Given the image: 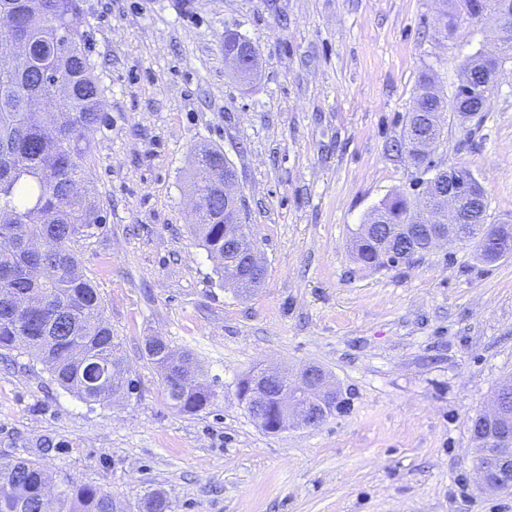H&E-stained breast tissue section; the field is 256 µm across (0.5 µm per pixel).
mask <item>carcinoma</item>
I'll return each mask as SVG.
<instances>
[{
  "instance_id": "obj_1",
  "label": "carcinoma",
  "mask_w": 512,
  "mask_h": 512,
  "mask_svg": "<svg viewBox=\"0 0 512 512\" xmlns=\"http://www.w3.org/2000/svg\"><path fill=\"white\" fill-rule=\"evenodd\" d=\"M443 30L455 26L459 12L470 18L493 19L512 0H442ZM81 0H0V42L21 33L36 45L29 71L20 77L0 51V350L21 351L42 364L51 380L91 405H108L116 391L130 390L120 345L103 316L97 288L83 272L71 243L90 237L101 217L86 196L72 198L67 189L87 177L90 130L101 122L104 90L95 75L81 32ZM512 60V37L491 62L476 53L463 65L464 78L451 99L434 78L421 76L417 95L405 117L398 150L418 169L433 172L422 181L416 199L395 193L367 215L370 231L353 239L357 259L369 268H387L396 259L383 247L407 250L405 258L425 248V217L440 196L453 189L458 200L478 186L468 169H439L417 140L435 148L443 127L430 122L434 112L473 116L488 111L489 98L472 92L473 84L495 82V70ZM70 82L73 95L52 101L42 85L54 78ZM488 201L458 210L464 232L448 243H473L483 260L494 262L512 253V226L485 227ZM215 223L193 224L191 230L210 257L224 254L221 212L209 215ZM32 304L17 313L16 299ZM161 371L171 406L183 414L206 410L218 394L195 355L171 347L145 351ZM54 489L53 512H112V495L99 487L80 484L66 474L48 471L38 460L0 459V512H42L41 495ZM163 492L152 491L138 512H167Z\"/></svg>"
}]
</instances>
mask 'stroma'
Listing matches in <instances>:
<instances>
[{"instance_id":"stroma-1","label":"stroma","mask_w":512,"mask_h":512,"mask_svg":"<svg viewBox=\"0 0 512 512\" xmlns=\"http://www.w3.org/2000/svg\"><path fill=\"white\" fill-rule=\"evenodd\" d=\"M104 89L86 187L103 222L72 245L98 289L132 381L87 405L28 356L0 355V459L33 456L100 486L128 512L147 492L169 512H512L475 485L472 418L512 378V256L471 244L380 271L350 242L372 207L416 197L397 151L421 74L452 97L492 21L440 32L437 0H82ZM255 45L240 83L224 32ZM489 111L443 114L432 158L482 185L487 221L512 225V63ZM235 167L266 266L250 294L225 285L190 228L193 151ZM191 350L219 394L174 410L144 340ZM328 370L348 404L315 429L270 434L239 402L259 365Z\"/></svg>"}]
</instances>
